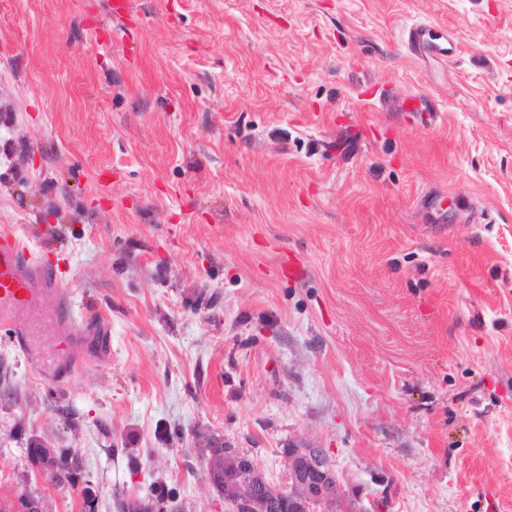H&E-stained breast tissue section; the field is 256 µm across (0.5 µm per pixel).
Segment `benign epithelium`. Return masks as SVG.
Here are the masks:
<instances>
[{"mask_svg":"<svg viewBox=\"0 0 512 512\" xmlns=\"http://www.w3.org/2000/svg\"><path fill=\"white\" fill-rule=\"evenodd\" d=\"M212 454L208 479L224 497L230 512H337L341 487L321 448L290 445L284 449L289 485L277 488L254 462L220 441ZM12 505L18 512H43L42 500L22 490Z\"/></svg>","mask_w":512,"mask_h":512,"instance_id":"obj_1","label":"benign epithelium"}]
</instances>
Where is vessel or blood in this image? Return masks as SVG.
Here are the masks:
<instances>
[{"label": "vessel or blood", "instance_id": "1", "mask_svg": "<svg viewBox=\"0 0 512 512\" xmlns=\"http://www.w3.org/2000/svg\"><path fill=\"white\" fill-rule=\"evenodd\" d=\"M404 40L409 53L418 59L458 49L457 42L427 22L410 25ZM409 100L423 126L438 127L441 117L428 99L413 94ZM63 260L64 250L56 240L35 246L14 229L0 228V321L12 322V338L21 349H29L35 326L28 321L14 322L13 317L20 310L38 316L52 311L65 336L83 335L91 327L100 336L111 335L108 323L95 307L76 306L71 285L63 276Z\"/></svg>", "mask_w": 512, "mask_h": 512}]
</instances>
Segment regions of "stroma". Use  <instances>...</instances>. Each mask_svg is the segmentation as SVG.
Returning <instances> with one entry per match:
<instances>
[{
	"instance_id": "stroma-1",
	"label": "stroma",
	"mask_w": 512,
	"mask_h": 512,
	"mask_svg": "<svg viewBox=\"0 0 512 512\" xmlns=\"http://www.w3.org/2000/svg\"><path fill=\"white\" fill-rule=\"evenodd\" d=\"M131 10L0 0V226L66 238L112 336L0 328V499L227 512L218 438L281 487L323 449L342 512H512V0ZM417 22L460 52L415 59ZM408 100L413 103V106L408 109V112H418L421 123L425 127L438 128L440 126L441 117L432 103L420 94H411ZM80 458L76 457L74 451L69 448H59L57 450L56 471L58 475L51 478L50 481L56 486L72 485L75 483L76 475L79 473Z\"/></svg>"
}]
</instances>
